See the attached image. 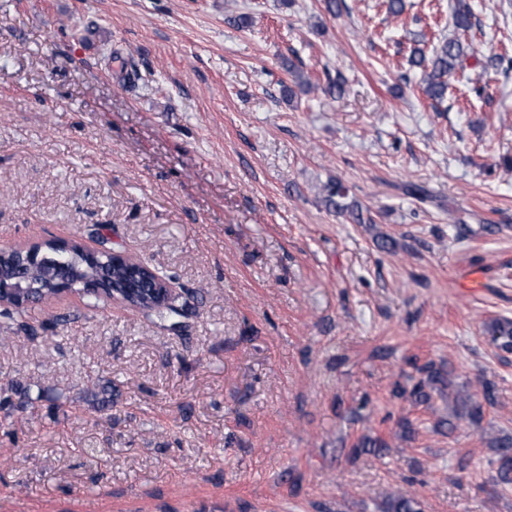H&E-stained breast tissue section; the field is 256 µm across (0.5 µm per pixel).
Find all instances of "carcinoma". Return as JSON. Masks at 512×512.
<instances>
[{"label": "carcinoma", "mask_w": 512, "mask_h": 512, "mask_svg": "<svg viewBox=\"0 0 512 512\" xmlns=\"http://www.w3.org/2000/svg\"><path fill=\"white\" fill-rule=\"evenodd\" d=\"M453 24L460 30H468L472 27L473 12L466 0H457L452 13ZM465 55V46L458 39H446L433 48L431 55H426L422 50L415 49L408 59V64L422 70L425 95L436 102H443L447 97L448 83L446 77L455 71L461 64ZM282 67L292 78L293 86H282V91L288 94V98L295 97L294 88L306 92L311 88L310 81L304 77L294 62L285 58ZM323 202L325 206L337 213H347L357 224L371 223L364 219L362 209L349 199L348 188L340 181H329L324 185ZM41 262L36 266H25L19 258V252L7 254L0 263V276L11 281L20 280L35 287L32 293V302L50 304L59 299L64 293L77 294L87 298L90 293L83 288V284L91 279L105 278L110 282L120 281L125 273V266L104 267L100 264H92L78 242H73L67 247L49 245L40 254ZM130 305L140 311L156 317L161 322L172 323L190 315L185 305L177 306L168 297L161 301H130ZM28 303L24 298L7 299L0 304V317L11 321L16 325V331L26 332L29 326L24 321ZM487 332L496 347L504 352H512V321L497 319L487 326ZM416 371L423 378L411 386L397 385L394 395L408 397L416 403H428L431 400V391L440 393L451 389L453 381L450 372L442 365L429 362ZM91 403L98 408L112 407V384L100 387L90 392ZM497 395L495 384L486 381L482 386L481 397L471 394L457 395L456 407L453 418H442L435 424L436 430L442 433H451L457 427V422H479L484 414V408L496 405ZM493 453L491 465L495 470L494 480L496 485L507 488L512 486V434L504 433L492 437L488 441ZM373 449L382 452L388 448V444L382 440L369 436L361 437L353 444L349 452V458L355 459L361 453ZM382 512H423L421 502L413 495L401 491L390 493L383 505Z\"/></svg>", "instance_id": "carcinoma-1"}]
</instances>
